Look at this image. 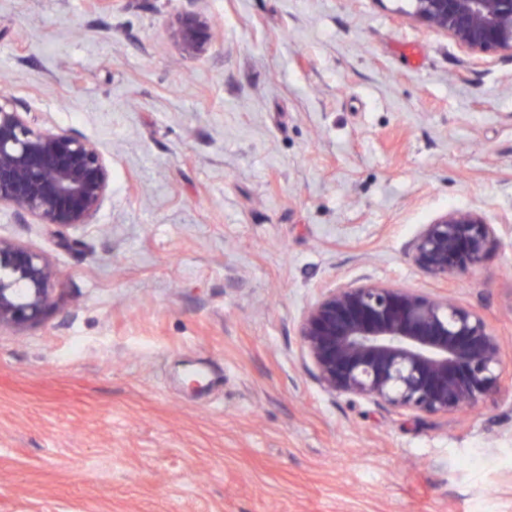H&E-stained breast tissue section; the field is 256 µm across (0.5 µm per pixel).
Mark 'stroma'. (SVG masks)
I'll return each mask as SVG.
<instances>
[{"mask_svg": "<svg viewBox=\"0 0 512 512\" xmlns=\"http://www.w3.org/2000/svg\"><path fill=\"white\" fill-rule=\"evenodd\" d=\"M412 0H0V91L95 141L91 224L0 207L56 268L0 329V512H512V362L448 418L319 386L299 322L365 280L449 295L512 352V54ZM218 34L186 56L175 16ZM452 209L496 247L443 281L411 256Z\"/></svg>", "mask_w": 512, "mask_h": 512, "instance_id": "obj_1", "label": "stroma"}]
</instances>
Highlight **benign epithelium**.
Instances as JSON below:
<instances>
[{
  "instance_id": "obj_1",
  "label": "benign epithelium",
  "mask_w": 512,
  "mask_h": 512,
  "mask_svg": "<svg viewBox=\"0 0 512 512\" xmlns=\"http://www.w3.org/2000/svg\"><path fill=\"white\" fill-rule=\"evenodd\" d=\"M414 15L457 45L512 53V0H413ZM215 24L186 13L170 30L189 56ZM110 169L93 141L33 126L0 93V207L22 223L59 231L90 223L110 189ZM494 230L471 210H450L425 225L414 263L438 279H462L493 251ZM57 271L41 254L0 237V328L33 323L53 304ZM299 336L321 388L401 413L446 416L495 397L503 348L478 313L454 298L365 282L329 288L303 314Z\"/></svg>"
}]
</instances>
